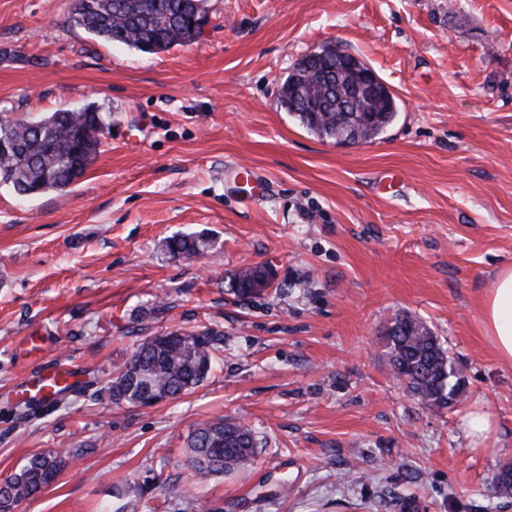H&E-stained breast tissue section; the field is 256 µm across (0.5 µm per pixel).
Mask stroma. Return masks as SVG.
<instances>
[{"label": "stroma", "instance_id": "35a3bbf8", "mask_svg": "<svg viewBox=\"0 0 512 512\" xmlns=\"http://www.w3.org/2000/svg\"><path fill=\"white\" fill-rule=\"evenodd\" d=\"M72 0H0V113L94 104L113 130L64 192L0 187V484L33 453L54 482L16 512H512V365L481 302L512 267V0H207L194 42L158 54L68 26ZM341 46L398 103L378 139L302 127L277 89ZM205 234L204 257L165 238ZM275 274L256 297L230 272ZM422 319L466 379L426 408L394 377V316ZM223 331L211 376L149 407L108 383L142 340ZM59 366L75 385L21 395ZM494 422L472 445L463 419ZM256 431L250 469L198 480V423ZM267 283L263 288H256L260 279ZM273 279V274L261 265L246 266L231 274L228 281V291L236 297H249L268 288Z\"/></svg>", "mask_w": 512, "mask_h": 512}]
</instances>
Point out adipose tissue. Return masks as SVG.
I'll list each match as a JSON object with an SVG mask.
<instances>
[{
  "label": "adipose tissue",
  "mask_w": 512,
  "mask_h": 512,
  "mask_svg": "<svg viewBox=\"0 0 512 512\" xmlns=\"http://www.w3.org/2000/svg\"><path fill=\"white\" fill-rule=\"evenodd\" d=\"M482 312L485 333L498 358L512 365V267L497 273Z\"/></svg>",
  "instance_id": "obj_1"
}]
</instances>
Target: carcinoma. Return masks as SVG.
<instances>
[{
  "instance_id": "cac0c4a2",
  "label": "carcinoma",
  "mask_w": 512,
  "mask_h": 512,
  "mask_svg": "<svg viewBox=\"0 0 512 512\" xmlns=\"http://www.w3.org/2000/svg\"><path fill=\"white\" fill-rule=\"evenodd\" d=\"M208 18L206 0H75L68 23L144 54H157L195 41V19ZM349 94L347 76L336 73V47L315 62L303 58L278 91V100L302 126L320 137L337 139L355 129L365 142L379 137L394 121V95L383 85L355 96L344 112L325 107V76ZM110 117L88 104L59 109L41 117L22 119L0 115V185L23 198L64 192L95 160ZM212 246L203 234L178 233L165 239L164 251L173 258L202 256ZM273 274L261 265L231 274L228 291L237 297L261 292L260 279ZM394 375L426 407L447 408L458 401L466 380L434 332L407 314L396 316L388 332ZM224 345V332L206 327L191 333L170 332L142 342L124 369L112 378L109 392L115 402L137 405L146 387L133 380V367L149 375L153 391L177 398L205 381ZM188 463L203 480L252 465L259 442L251 429L230 420L199 424L188 436ZM64 459L48 451L31 455L12 478L0 485V512H15L18 504L55 478Z\"/></svg>"
}]
</instances>
